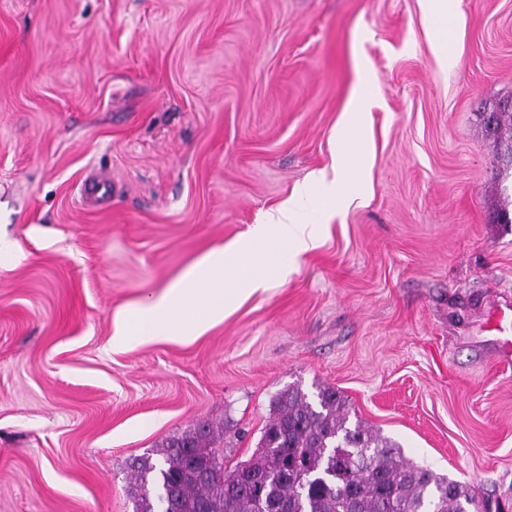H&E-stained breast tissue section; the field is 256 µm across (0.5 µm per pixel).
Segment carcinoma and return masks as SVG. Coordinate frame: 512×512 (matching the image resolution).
<instances>
[{"label": "carcinoma", "mask_w": 512, "mask_h": 512, "mask_svg": "<svg viewBox=\"0 0 512 512\" xmlns=\"http://www.w3.org/2000/svg\"><path fill=\"white\" fill-rule=\"evenodd\" d=\"M494 136L497 174L512 168V108L483 113ZM511 135L503 136L504 130ZM223 436L208 423L133 459L134 512H485L486 502L445 475L414 465L390 438L349 423L344 396L324 387L311 401L298 385L278 391L251 456L218 478Z\"/></svg>", "instance_id": "cac0c4a2"}]
</instances>
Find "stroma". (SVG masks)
Returning <instances> with one entry per match:
<instances>
[{"label": "stroma", "instance_id": "stroma-1", "mask_svg": "<svg viewBox=\"0 0 512 512\" xmlns=\"http://www.w3.org/2000/svg\"><path fill=\"white\" fill-rule=\"evenodd\" d=\"M451 45L426 0H0V512H133V457L206 421L235 466L294 383L512 512V177L481 125L512 99V0H462ZM366 72L340 209L302 190ZM291 197L320 241L287 280L196 339L113 346Z\"/></svg>", "mask_w": 512, "mask_h": 512}]
</instances>
